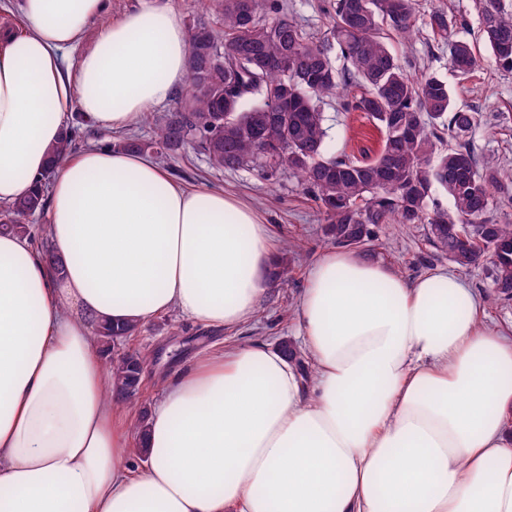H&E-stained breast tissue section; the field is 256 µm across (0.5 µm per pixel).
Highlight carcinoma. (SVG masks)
Wrapping results in <instances>:
<instances>
[{"label": "carcinoma", "mask_w": 512, "mask_h": 512, "mask_svg": "<svg viewBox=\"0 0 512 512\" xmlns=\"http://www.w3.org/2000/svg\"><path fill=\"white\" fill-rule=\"evenodd\" d=\"M416 2L336 0L328 32L316 37L287 16V0H220L224 35L203 20L191 29L189 84L177 111L148 115L151 138L126 137L114 147L167 157L197 143L213 169L251 170L264 180L286 174L316 203L326 237L344 248L365 249L382 224H424L431 243L460 270L492 255L493 299L508 300L512 224L489 214L500 201L512 202V186L470 147L481 112L456 108L448 84L435 76L412 78L384 41L385 26L412 37ZM476 6L492 66L512 73V11L501 0ZM429 26L448 44L454 71L468 78L480 62L475 48L453 39L442 8L431 10ZM352 85L362 93L343 107L365 113L383 133L371 160L325 148L324 107ZM435 185L447 192L448 206L433 198ZM46 201L42 183L35 194L4 205L0 228L29 234L25 220L44 211ZM136 329L104 323L98 335L109 351L113 337ZM150 363L138 351L111 359L118 393L138 386Z\"/></svg>", "instance_id": "obj_1"}]
</instances>
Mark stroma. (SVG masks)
Listing matches in <instances>:
<instances>
[{
  "label": "stroma",
  "instance_id": "obj_1",
  "mask_svg": "<svg viewBox=\"0 0 512 512\" xmlns=\"http://www.w3.org/2000/svg\"><path fill=\"white\" fill-rule=\"evenodd\" d=\"M438 6L456 22L458 39L481 45L480 20L475 0H417L416 34L410 44H402L398 34L385 29L387 43L400 62L414 74H433L447 82L457 106L475 107L481 112L480 124L470 140L480 161L496 163L506 175H512V73L495 71L489 63L468 79H460L449 65L447 45L432 34L428 12ZM331 130L327 139L329 152L360 160L375 157L382 134L366 115L344 111L339 102L326 105ZM162 166L173 181L184 186L205 185L251 204L266 221L279 250V258L289 269L288 288L271 286L262 298L253 319L235 330L224 332L205 328L190 319L171 313L140 326L123 346L148 354L152 366L142 384L138 407L157 397L158 376L184 367L198 351L223 341L245 343L265 340L271 344L296 342L292 312L305 283V273L318 257L331 247L323 234V217L315 202L305 196L288 177L265 181L248 170H211L199 145H192ZM375 258L390 265L405 279L412 280L438 268H451L448 257L435 249L427 238L425 225H382L375 246ZM462 279L486 300L484 316L499 324L512 336V299L490 301L493 291L491 265L462 272Z\"/></svg>",
  "mask_w": 512,
  "mask_h": 512
}]
</instances>
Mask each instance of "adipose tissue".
Wrapping results in <instances>:
<instances>
[{"mask_svg": "<svg viewBox=\"0 0 512 512\" xmlns=\"http://www.w3.org/2000/svg\"><path fill=\"white\" fill-rule=\"evenodd\" d=\"M107 7L9 0L0 29V204L53 174L48 247L0 234V512H512V339L443 269L323 252L295 311L309 371L271 344L205 349L131 428L99 323L235 329L277 248L250 205L149 154L51 158L75 116L128 130L188 82L167 0Z\"/></svg>", "mask_w": 512, "mask_h": 512, "instance_id": "obj_1", "label": "adipose tissue"}]
</instances>
